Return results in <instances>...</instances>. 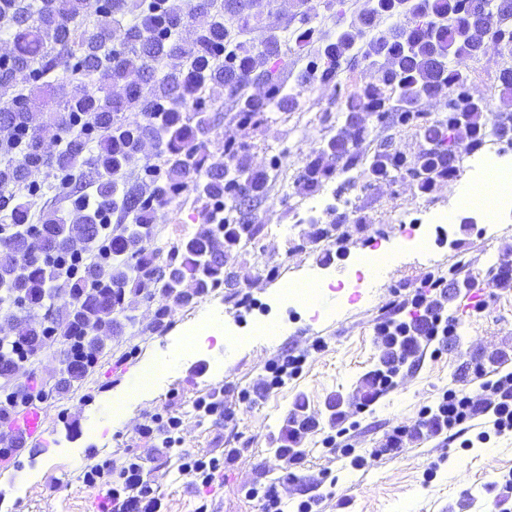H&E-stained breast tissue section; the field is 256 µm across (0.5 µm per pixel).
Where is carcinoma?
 Masks as SVG:
<instances>
[{
  "instance_id": "cac0c4a2",
  "label": "carcinoma",
  "mask_w": 512,
  "mask_h": 512,
  "mask_svg": "<svg viewBox=\"0 0 512 512\" xmlns=\"http://www.w3.org/2000/svg\"><path fill=\"white\" fill-rule=\"evenodd\" d=\"M98 2L96 30L88 32L74 22L91 0H0V28L12 36L9 51L0 55V151L11 156L0 167V221L14 225L12 235L0 238V304L24 313L17 341L32 359L55 340L78 341L85 360L69 358L66 377L58 382L63 389L90 373L104 336L122 330L114 314L124 311L127 295H161L187 306L216 288L236 285L226 266L259 234L255 206L267 195L268 170L279 164L254 166L231 138L224 140L230 164L211 163L207 143L220 116L199 96L201 90H224L235 104V118L254 125L269 112L295 110L300 95L270 65L281 53L275 32L268 31L259 51L239 41L242 31L263 23V0H224L222 12L215 0H158L155 9L143 8L112 47L107 43L114 16L129 4ZM382 14L401 15L405 22L370 35ZM489 40L512 49V0H373L349 29L318 46L304 69L309 83L331 82L361 56L377 66L378 77L344 96L339 111L345 125L309 156L295 177L297 190L315 194L361 164L365 168L346 176L335 197L352 190L366 194L379 183L406 177L427 194L456 178L462 151L479 149L489 131L499 140L501 130L512 131V111L498 112L487 123L486 102L472 95L467 77L449 63L452 57L479 58ZM221 52L224 65L217 66ZM166 58L181 64L158 77L153 64ZM60 67L72 85L64 102H52L50 84L39 86L42 110L16 93L19 84L38 82ZM250 85L260 91L246 93ZM431 98L446 100L436 118L419 108ZM128 112L141 114L144 122L126 120ZM371 124L387 131L414 129L421 139L418 151L405 154L390 135L364 159L359 145ZM50 131L64 135L65 146L47 155L41 139ZM150 137L165 141L164 171L146 168L140 181L119 182ZM44 168L63 184L87 180L95 193L75 198L66 217L48 211L41 223L29 224V204L4 191L20 184L33 194L40 191L32 176ZM189 191L200 203L199 227L166 249L156 246L159 204ZM325 213L318 240L333 237L342 219L334 205ZM110 214L118 215L117 224L100 223ZM79 254L84 264L76 274L56 261ZM54 298L62 303L45 305Z\"/></svg>"
}]
</instances>
